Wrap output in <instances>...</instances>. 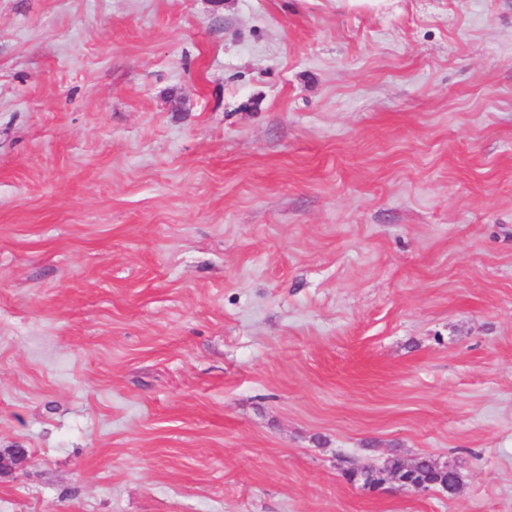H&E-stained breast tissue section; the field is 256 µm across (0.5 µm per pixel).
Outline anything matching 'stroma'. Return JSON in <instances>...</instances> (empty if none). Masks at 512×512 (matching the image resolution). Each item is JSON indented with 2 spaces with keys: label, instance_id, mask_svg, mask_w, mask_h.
Segmentation results:
<instances>
[{
  "label": "stroma",
  "instance_id": "35a3bbf8",
  "mask_svg": "<svg viewBox=\"0 0 512 512\" xmlns=\"http://www.w3.org/2000/svg\"><path fill=\"white\" fill-rule=\"evenodd\" d=\"M7 448L0 512H512V0H0ZM433 458H431L428 455H421L419 456V466L421 470V475L424 479H441V483L445 484L446 487H443L441 484H438L435 486V488H440L443 491H446L448 489V495L452 496L456 493V491L459 488L460 481L459 476H457L455 479L450 477L448 473L442 474V473H436L433 470L432 467Z\"/></svg>",
  "mask_w": 512,
  "mask_h": 512
}]
</instances>
